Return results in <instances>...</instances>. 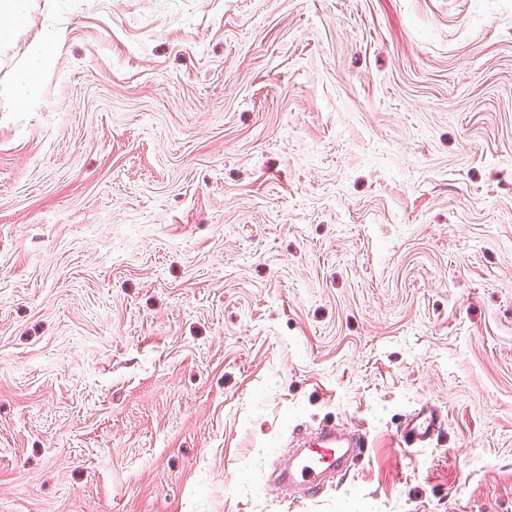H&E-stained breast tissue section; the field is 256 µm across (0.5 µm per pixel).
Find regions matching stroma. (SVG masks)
<instances>
[{"label":"stroma","instance_id":"35a3bbf8","mask_svg":"<svg viewBox=\"0 0 512 512\" xmlns=\"http://www.w3.org/2000/svg\"><path fill=\"white\" fill-rule=\"evenodd\" d=\"M324 424L369 456L267 492ZM0 512H512V0H33ZM54 50V42L41 40L30 50L23 68L15 76L13 93L16 100L26 107L35 105L32 97V89L39 79L44 63L49 59ZM441 427L440 419L434 414L431 407H422L418 412L405 420L399 433V441L403 448L414 445H429L435 436L438 439V430Z\"/></svg>","mask_w":512,"mask_h":512}]
</instances>
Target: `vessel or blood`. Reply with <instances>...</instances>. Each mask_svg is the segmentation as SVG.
Segmentation results:
<instances>
[{
	"mask_svg": "<svg viewBox=\"0 0 512 512\" xmlns=\"http://www.w3.org/2000/svg\"><path fill=\"white\" fill-rule=\"evenodd\" d=\"M441 427L431 407H423L405 420L399 434L404 447L431 444ZM369 443L366 438L350 434L345 444H338L335 427H325L318 435L299 443L293 449L288 465L272 473L271 484L281 492H292L299 498L315 496L328 479L348 470L353 461L364 459Z\"/></svg>",
	"mask_w": 512,
	"mask_h": 512,
	"instance_id": "obj_1",
	"label": "vessel or blood"
}]
</instances>
